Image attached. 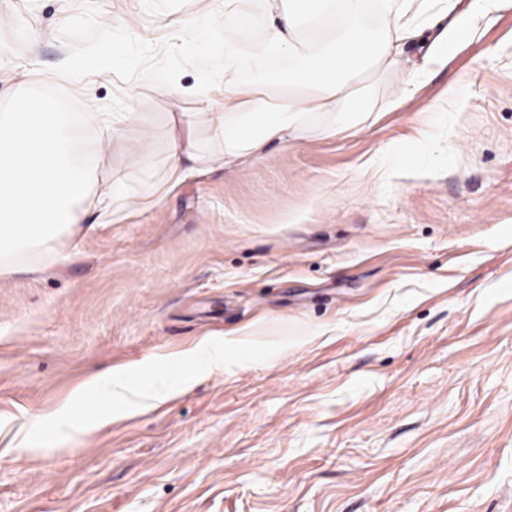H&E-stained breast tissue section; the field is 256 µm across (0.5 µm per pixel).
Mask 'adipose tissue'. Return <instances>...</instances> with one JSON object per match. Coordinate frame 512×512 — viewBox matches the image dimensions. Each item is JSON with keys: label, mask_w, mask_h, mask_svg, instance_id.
<instances>
[{"label": "adipose tissue", "mask_w": 512, "mask_h": 512, "mask_svg": "<svg viewBox=\"0 0 512 512\" xmlns=\"http://www.w3.org/2000/svg\"><path fill=\"white\" fill-rule=\"evenodd\" d=\"M500 2L472 0L469 11L459 13L454 0H268V19L252 35V0H224V99L213 100L208 68L192 89L211 110L212 138L219 146L211 163L237 167L259 156L268 142L288 143L308 130L331 137L365 124L377 110L375 80L401 64L403 44L436 16L449 17L434 45L436 59H445ZM370 12L377 18L373 28L364 22ZM281 53L298 59L282 80L240 79L257 59ZM134 118L131 112L115 117L91 108L73 117L23 91L13 111L0 113V273L79 255L76 229L85 217L80 203L92 181L81 161L104 154ZM196 118L193 112L172 115L166 181L184 180L201 160ZM94 125L100 129L95 136L89 133ZM139 372L125 366L89 379L56 411L59 433L71 437L110 423L114 407L152 408L190 381L156 371L143 384L134 380ZM91 395L105 400L108 410L78 414L77 406Z\"/></svg>", "instance_id": "adipose-tissue-1"}]
</instances>
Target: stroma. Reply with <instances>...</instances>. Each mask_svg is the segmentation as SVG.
<instances>
[{"label":"stroma","mask_w":512,"mask_h":512,"mask_svg":"<svg viewBox=\"0 0 512 512\" xmlns=\"http://www.w3.org/2000/svg\"><path fill=\"white\" fill-rule=\"evenodd\" d=\"M207 14L210 39L186 20ZM224 0H0V113L19 75L64 111L134 112L72 260L0 274V512H512V5L446 64L422 46L365 128L268 144L104 223L112 174L152 194L172 100L224 71ZM110 32L120 67L62 76ZM153 147L151 165L137 153ZM236 337L175 399L65 441L91 375ZM43 417L29 449L15 436Z\"/></svg>","instance_id":"stroma-1"}]
</instances>
